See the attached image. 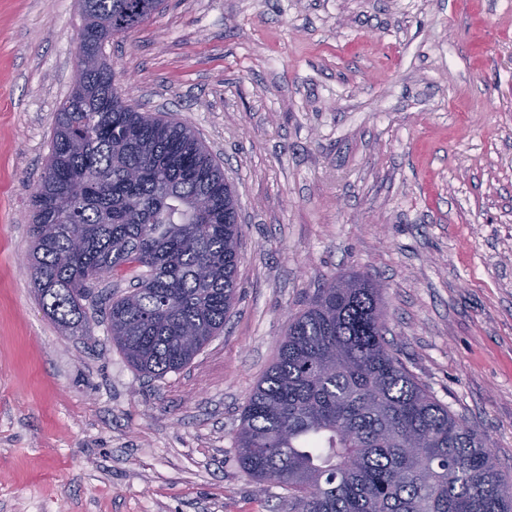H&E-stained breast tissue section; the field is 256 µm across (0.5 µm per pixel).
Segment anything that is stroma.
<instances>
[{
  "mask_svg": "<svg viewBox=\"0 0 512 512\" xmlns=\"http://www.w3.org/2000/svg\"><path fill=\"white\" fill-rule=\"evenodd\" d=\"M79 0H0V512H288L234 433L327 278L380 287L397 357L512 481V0H164L104 53L235 190L241 299L177 372L45 315L29 188L77 69Z\"/></svg>",
  "mask_w": 512,
  "mask_h": 512,
  "instance_id": "1",
  "label": "stroma"
}]
</instances>
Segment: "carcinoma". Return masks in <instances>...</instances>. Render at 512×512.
I'll return each mask as SVG.
<instances>
[{"label":"carcinoma","instance_id":"1","mask_svg":"<svg viewBox=\"0 0 512 512\" xmlns=\"http://www.w3.org/2000/svg\"><path fill=\"white\" fill-rule=\"evenodd\" d=\"M161 4H81L78 42L94 63L56 114L28 229L33 287L66 332L90 335L95 271H139L103 314L112 343L148 377L182 370L224 330L242 234L238 199L203 140L123 98L104 57L106 42ZM235 448L242 471L287 493L288 512H512L486 435L395 355L380 288L359 272L326 281L288 322Z\"/></svg>","mask_w":512,"mask_h":512}]
</instances>
